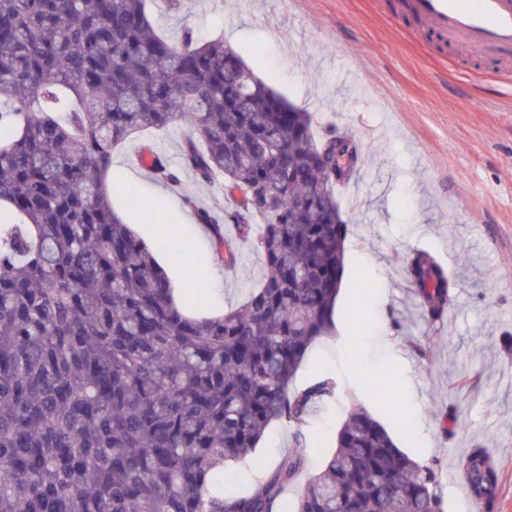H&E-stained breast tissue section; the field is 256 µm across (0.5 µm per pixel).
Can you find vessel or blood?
Instances as JSON below:
<instances>
[{
    "mask_svg": "<svg viewBox=\"0 0 512 512\" xmlns=\"http://www.w3.org/2000/svg\"><path fill=\"white\" fill-rule=\"evenodd\" d=\"M391 14L413 17L441 44L512 72V0H394Z\"/></svg>",
    "mask_w": 512,
    "mask_h": 512,
    "instance_id": "1",
    "label": "vessel or blood"
}]
</instances>
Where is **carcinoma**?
Instances as JSON below:
<instances>
[{
	"label": "carcinoma",
	"mask_w": 512,
	"mask_h": 512,
	"mask_svg": "<svg viewBox=\"0 0 512 512\" xmlns=\"http://www.w3.org/2000/svg\"><path fill=\"white\" fill-rule=\"evenodd\" d=\"M185 124L184 166L222 176L224 213L262 255L239 307L194 319L204 302L189 269L180 301L147 244L112 208V150L133 133ZM0 512H442L434 467L403 453L356 407L323 469L290 453L247 494L218 468L244 460L287 420L304 437L310 410L337 393L317 375L292 387L309 349L331 334L348 224L335 194L359 148L318 139L309 113L258 79L218 35H160L147 0H0ZM152 172L179 176L161 153ZM213 248L235 243L210 213ZM431 321L455 281L428 250L402 259ZM461 475L474 498L498 472L480 448Z\"/></svg>",
	"instance_id": "cac0c4a2"
}]
</instances>
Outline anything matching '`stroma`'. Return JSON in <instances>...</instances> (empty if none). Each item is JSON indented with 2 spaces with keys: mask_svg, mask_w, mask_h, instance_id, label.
I'll return each instance as SVG.
<instances>
[{
  "mask_svg": "<svg viewBox=\"0 0 512 512\" xmlns=\"http://www.w3.org/2000/svg\"><path fill=\"white\" fill-rule=\"evenodd\" d=\"M389 0H182L179 13L151 0L159 32L182 27L200 40L223 36L254 74L311 112L316 133L356 140L365 156L354 198L339 196L348 223L335 331L314 345L294 385L317 373L337 379V396L315 406L303 441L288 421L273 422L255 460L224 466V488L247 493L294 451L317 472L350 409L375 411L369 383L385 365L399 397L379 420L411 458L434 466L443 512H512V97L495 66L478 54L440 48L409 18L389 16ZM186 126L138 133L114 149L110 178L135 185L143 204L112 196L146 242L160 225L178 228L200 267L205 304L196 318L242 304L263 258L250 243L234 266L214 255L198 211L223 216L233 200L223 178L201 182L181 167ZM178 169L169 188L138 165L145 149ZM192 197L186 207L183 197ZM411 247L432 252L455 275L452 307L423 317L404 278ZM368 323L353 339L351 309ZM428 356H421L418 345ZM488 451L499 484L478 506L455 481L469 448Z\"/></svg>",
  "mask_w": 512,
  "mask_h": 512,
  "instance_id": "stroma-1",
  "label": "stroma"
}]
</instances>
